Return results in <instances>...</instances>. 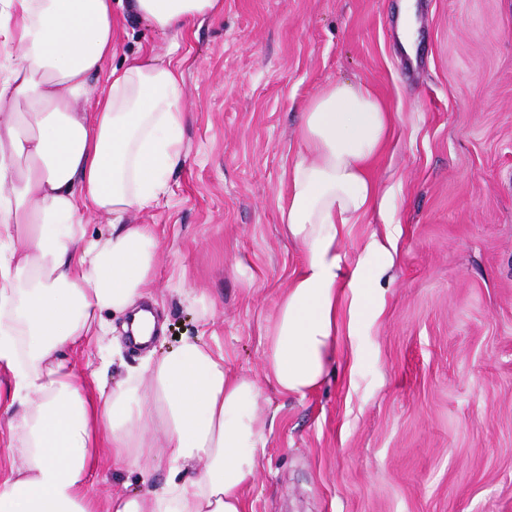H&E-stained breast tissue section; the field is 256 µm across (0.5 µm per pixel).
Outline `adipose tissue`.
Listing matches in <instances>:
<instances>
[{
    "mask_svg": "<svg viewBox=\"0 0 512 512\" xmlns=\"http://www.w3.org/2000/svg\"><path fill=\"white\" fill-rule=\"evenodd\" d=\"M224 0H128L129 17L187 37ZM112 0H0V413L10 460L0 512H246L273 422L262 389L199 340L90 388L66 352L102 332L109 311L149 346L144 302L159 240L129 215L158 206L184 161L180 63L146 47L109 69ZM393 116L371 90L335 81L304 106L300 151L280 209L302 261L266 334L265 376L303 396L326 380L339 332L377 318L375 288L394 264L391 196L371 176ZM112 231L89 236L87 213ZM375 214L383 233L360 251L353 227ZM114 466L149 473L164 451L169 477L150 495L100 507L91 474L100 449Z\"/></svg>",
    "mask_w": 512,
    "mask_h": 512,
    "instance_id": "adipose-tissue-1",
    "label": "adipose tissue"
}]
</instances>
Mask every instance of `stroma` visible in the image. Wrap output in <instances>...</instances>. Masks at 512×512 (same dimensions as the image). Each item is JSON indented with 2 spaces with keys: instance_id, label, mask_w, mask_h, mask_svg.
Masks as SVG:
<instances>
[{
  "instance_id": "1",
  "label": "stroma",
  "mask_w": 512,
  "mask_h": 512,
  "mask_svg": "<svg viewBox=\"0 0 512 512\" xmlns=\"http://www.w3.org/2000/svg\"><path fill=\"white\" fill-rule=\"evenodd\" d=\"M401 0H224L172 50L123 22L112 65L141 47L185 70L186 159L161 204L135 215L161 241L152 307L163 353L200 338L228 371L261 381L275 425L247 512H512V0H415L405 51ZM347 80L395 114L371 174L399 224L382 315L341 336L327 380L306 397L264 379L265 334L301 263L279 221L285 170L307 100ZM214 301L202 319L178 291ZM112 332L69 350L112 386L144 351ZM363 358L354 361L353 350ZM103 449L100 502L159 488Z\"/></svg>"
}]
</instances>
